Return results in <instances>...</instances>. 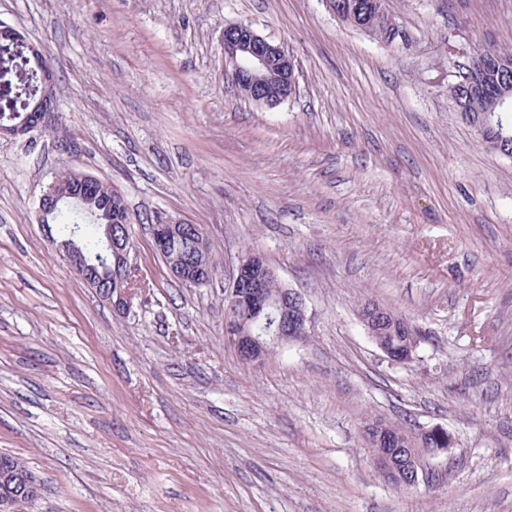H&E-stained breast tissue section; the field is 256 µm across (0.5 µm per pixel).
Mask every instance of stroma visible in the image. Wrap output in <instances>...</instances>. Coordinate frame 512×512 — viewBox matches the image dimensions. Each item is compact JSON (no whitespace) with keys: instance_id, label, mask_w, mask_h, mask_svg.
<instances>
[{"instance_id":"obj_1","label":"stroma","mask_w":512,"mask_h":512,"mask_svg":"<svg viewBox=\"0 0 512 512\" xmlns=\"http://www.w3.org/2000/svg\"><path fill=\"white\" fill-rule=\"evenodd\" d=\"M385 42L322 0H0L56 73L54 134L0 138V453L27 512H512V158L454 108L456 65L512 57V0H387ZM280 44L296 90L242 98L224 26ZM122 193L143 282L115 314L37 222L55 173ZM200 225L207 285L174 279L154 216ZM302 294L305 340L260 365L224 337L239 257ZM372 300L422 337L391 361ZM379 418L454 445L433 481L374 470ZM3 480L6 482L7 480L13 481L14 487L19 488V491L27 494L29 497L39 498L41 495V486L32 476L22 475L18 468L16 467H4L2 471Z\"/></svg>"}]
</instances>
